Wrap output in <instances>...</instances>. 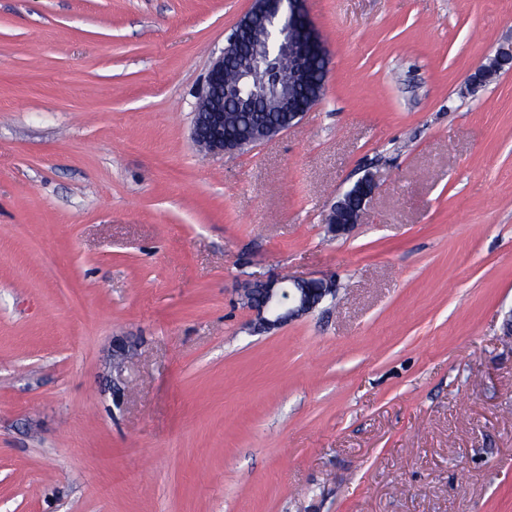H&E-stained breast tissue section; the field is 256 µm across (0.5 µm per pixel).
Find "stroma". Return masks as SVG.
I'll list each match as a JSON object with an SVG mask.
<instances>
[{
  "instance_id": "35a3bbf8",
  "label": "stroma",
  "mask_w": 512,
  "mask_h": 512,
  "mask_svg": "<svg viewBox=\"0 0 512 512\" xmlns=\"http://www.w3.org/2000/svg\"><path fill=\"white\" fill-rule=\"evenodd\" d=\"M251 6L0 0V512H512V0H307L322 100L209 154ZM284 276L337 291L256 332ZM485 59L486 62L482 61L478 65L474 76V81L478 84L487 78L498 76L501 72L512 71V45L500 46L492 57ZM371 188V190L369 189ZM375 181L372 176L367 175L364 178L357 181L354 186L353 190L358 192L361 196L362 202L360 204V207L353 213V216L349 223L343 224L340 221L339 213L341 210L345 208V203L343 198H340L331 208V211L327 215L325 221L326 224L329 225V231L334 235H340L343 232H345L352 224H358L365 212L366 206L368 205L369 201L371 200L372 196L375 192Z\"/></svg>"
}]
</instances>
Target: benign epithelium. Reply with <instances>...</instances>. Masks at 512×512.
I'll return each instance as SVG.
<instances>
[{"instance_id":"7a95c632","label":"benign epithelium","mask_w":512,"mask_h":512,"mask_svg":"<svg viewBox=\"0 0 512 512\" xmlns=\"http://www.w3.org/2000/svg\"><path fill=\"white\" fill-rule=\"evenodd\" d=\"M298 20L303 24L302 38H285L275 57L253 58L251 67L242 72L236 82H224V69L236 60L240 45L239 31L249 28L262 33L267 21L281 14ZM320 63L329 69L330 51L315 23L311 19L306 0H253L251 11L235 25L233 33L216 56L204 79L192 127V140L210 154L223 155L241 152L256 144L271 140L297 125L313 105L309 104L299 112L293 113L286 127H270L262 134L243 140L224 135V111L232 106L243 107L245 97L250 92V77L253 72L263 75L264 79L279 86L288 85L294 91L303 90L310 80L311 68ZM512 71V45L500 46L495 54L480 63L474 81L480 83L503 72ZM376 188L372 176L367 175L357 181L353 190L361 196L360 207L353 213L349 223L340 221L339 213L345 208L344 200H338L326 217L329 231L340 235L350 226L360 222L366 206ZM285 280L273 278L244 283L242 296L244 304L255 313L256 329L269 331L281 326L288 320L305 314L315 308L327 295L335 293L334 284L324 279H298L292 286L284 287Z\"/></svg>"}]
</instances>
